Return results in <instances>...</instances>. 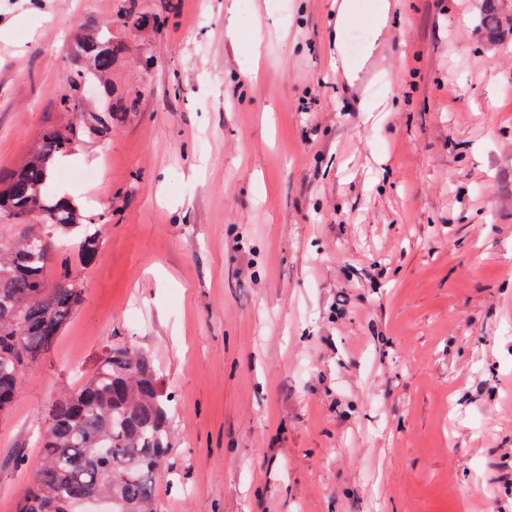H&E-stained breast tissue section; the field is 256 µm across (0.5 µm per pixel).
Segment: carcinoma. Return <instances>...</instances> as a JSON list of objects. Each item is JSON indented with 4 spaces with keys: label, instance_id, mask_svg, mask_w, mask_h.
Returning <instances> with one entry per match:
<instances>
[{
    "label": "carcinoma",
    "instance_id": "cac0c4a2",
    "mask_svg": "<svg viewBox=\"0 0 512 512\" xmlns=\"http://www.w3.org/2000/svg\"><path fill=\"white\" fill-rule=\"evenodd\" d=\"M92 72L109 73L116 49L95 35L74 49ZM76 128L47 126L40 144L0 190V215L33 216L64 234L76 222L72 205L50 188V166L70 151ZM28 233L0 242V414L14 402L24 369L47 352L71 319L82 289L65 265L50 282V260L61 245L32 251ZM172 405L145 353L112 345L94 371L49 410L33 483L18 512H74L88 493L112 494V512H152L155 476L171 451Z\"/></svg>",
    "mask_w": 512,
    "mask_h": 512
}]
</instances>
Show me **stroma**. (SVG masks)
I'll list each match as a JSON object with an SVG mask.
<instances>
[{
    "label": "stroma",
    "mask_w": 512,
    "mask_h": 512,
    "mask_svg": "<svg viewBox=\"0 0 512 512\" xmlns=\"http://www.w3.org/2000/svg\"><path fill=\"white\" fill-rule=\"evenodd\" d=\"M64 98L82 301L0 415V512L115 343L172 398L155 512L512 505V0H0V173ZM115 46L110 41L95 35L83 37L76 45L74 53L86 60L94 73L105 75L112 69L116 56Z\"/></svg>",
    "instance_id": "35a3bbf8"
}]
</instances>
